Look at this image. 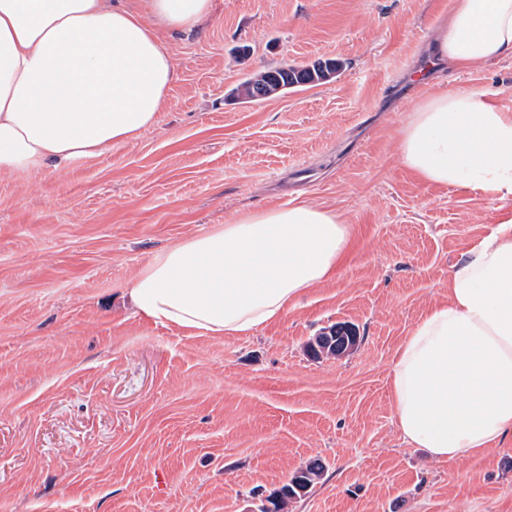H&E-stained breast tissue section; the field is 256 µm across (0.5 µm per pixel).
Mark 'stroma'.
<instances>
[{"label":"stroma","instance_id":"obj_1","mask_svg":"<svg viewBox=\"0 0 512 512\" xmlns=\"http://www.w3.org/2000/svg\"><path fill=\"white\" fill-rule=\"evenodd\" d=\"M449 0H213L156 33L175 64L139 138L33 175L0 172V512H259L309 460L288 512H512V435L430 459L402 440L396 352L448 292L493 205L418 180L398 138L428 91L512 105V59L432 65ZM326 59L324 81L259 102L249 74ZM308 201L352 246L334 278L244 336L141 317L148 258L240 213ZM341 321V357L307 343ZM358 336L355 335V329L348 324L338 323L331 328L325 330L321 336H318L320 343H328L332 346H336V350L332 347H328L323 350L318 346L314 347L312 344H308L309 352L316 358L336 356V351L339 355L350 351L355 343H357ZM323 471L324 465L320 460L310 461L305 467L294 473L288 483L266 498V501L272 506L271 509H267L263 504L259 511L288 512L289 503L305 495L315 481L320 479Z\"/></svg>","mask_w":512,"mask_h":512}]
</instances>
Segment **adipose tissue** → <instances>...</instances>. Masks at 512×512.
<instances>
[{
  "instance_id": "adipose-tissue-1",
  "label": "adipose tissue",
  "mask_w": 512,
  "mask_h": 512,
  "mask_svg": "<svg viewBox=\"0 0 512 512\" xmlns=\"http://www.w3.org/2000/svg\"><path fill=\"white\" fill-rule=\"evenodd\" d=\"M0 0V170L32 173L97 156L157 121L174 77L141 19L195 27L212 0ZM449 70L512 58V0H453L432 37ZM398 153L421 181L496 202L448 297L400 345L390 397L404 442L436 460L512 434V107L467 91L421 97ZM351 243L334 210L309 203L239 214L155 253L126 294L141 315L201 336H243L331 277Z\"/></svg>"
}]
</instances>
